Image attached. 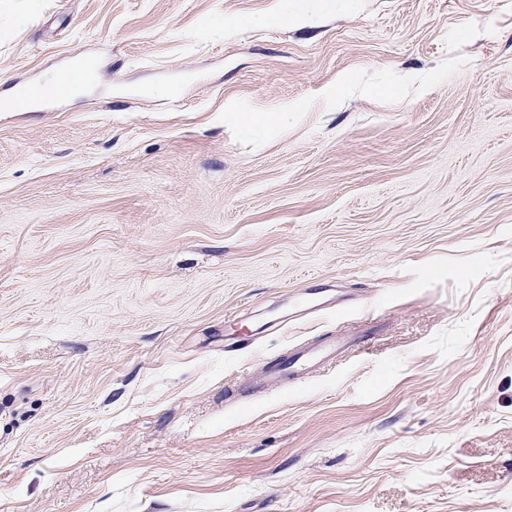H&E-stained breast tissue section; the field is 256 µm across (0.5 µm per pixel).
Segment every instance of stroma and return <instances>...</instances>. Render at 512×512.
<instances>
[{
    "instance_id": "stroma-1",
    "label": "stroma",
    "mask_w": 512,
    "mask_h": 512,
    "mask_svg": "<svg viewBox=\"0 0 512 512\" xmlns=\"http://www.w3.org/2000/svg\"><path fill=\"white\" fill-rule=\"evenodd\" d=\"M281 12L0 0V512H512V0ZM23 94L38 102L62 100L69 95V70L59 73L57 79L49 86L29 84L23 87ZM287 114L286 112L275 114L228 112L224 115V121L233 123L244 134L254 135L272 126H285L288 120ZM334 354H336V344L319 339L307 340L299 346L291 347L277 360L253 373L247 379V383L259 391L277 387L284 380L310 375Z\"/></svg>"
}]
</instances>
